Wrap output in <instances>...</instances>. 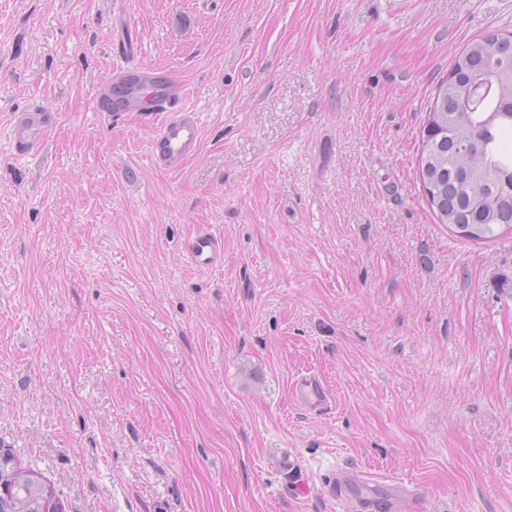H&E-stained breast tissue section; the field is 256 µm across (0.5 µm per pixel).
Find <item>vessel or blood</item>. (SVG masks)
I'll return each mask as SVG.
<instances>
[{"label":"vessel or blood","mask_w":512,"mask_h":512,"mask_svg":"<svg viewBox=\"0 0 512 512\" xmlns=\"http://www.w3.org/2000/svg\"><path fill=\"white\" fill-rule=\"evenodd\" d=\"M184 88L164 80L159 71L132 65L117 67L111 78L99 90L97 108L114 119L128 116L157 121L149 155L154 167L178 171L199 150L201 124L196 113L184 107ZM56 123L50 111L28 109L17 113L11 129L20 153L32 154L39 150ZM222 240L211 230L200 229L191 240L188 255L199 267L214 265L220 257ZM295 402L305 411H321L328 400L320 379L306 375L297 379L291 388Z\"/></svg>","instance_id":"obj_1"}]
</instances>
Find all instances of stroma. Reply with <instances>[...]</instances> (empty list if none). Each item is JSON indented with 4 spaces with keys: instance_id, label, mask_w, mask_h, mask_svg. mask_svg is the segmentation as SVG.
<instances>
[{
    "instance_id": "35a3bbf8",
    "label": "stroma",
    "mask_w": 512,
    "mask_h": 512,
    "mask_svg": "<svg viewBox=\"0 0 512 512\" xmlns=\"http://www.w3.org/2000/svg\"><path fill=\"white\" fill-rule=\"evenodd\" d=\"M494 31L512 0H0V445L65 512H338L340 470L373 512L395 480L512 512V234L438 223L418 165ZM126 62L198 112L181 170L97 111ZM35 105L59 121L20 157ZM222 250L221 237L208 228L200 229L188 247L190 261L199 267L214 265L220 258ZM295 402L309 413L321 411L328 400L327 391L315 375L297 379L291 388Z\"/></svg>"
}]
</instances>
